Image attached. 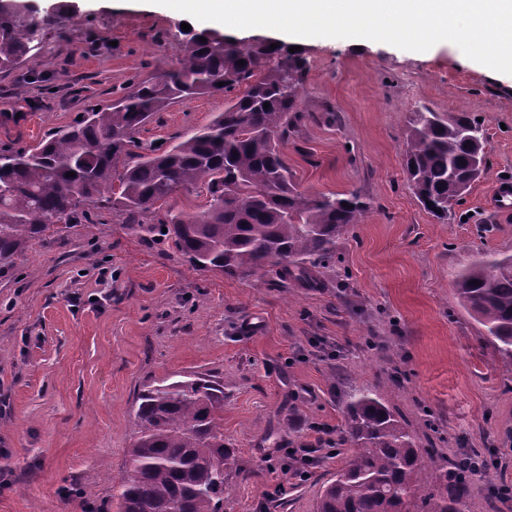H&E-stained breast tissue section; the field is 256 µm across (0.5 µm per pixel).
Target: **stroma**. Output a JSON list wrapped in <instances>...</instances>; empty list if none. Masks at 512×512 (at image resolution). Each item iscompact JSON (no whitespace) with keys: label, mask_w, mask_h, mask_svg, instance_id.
<instances>
[{"label":"stroma","mask_w":512,"mask_h":512,"mask_svg":"<svg viewBox=\"0 0 512 512\" xmlns=\"http://www.w3.org/2000/svg\"><path fill=\"white\" fill-rule=\"evenodd\" d=\"M46 29L35 62L0 73V148L31 149L177 61L180 19L153 0H77ZM237 37L301 46L308 61L297 121L281 144L300 189L359 191L363 223L336 241L308 286L196 269L126 217L90 208L50 226L0 268V512H118L140 391L209 374L224 383V512H316L350 454L345 407L368 390L434 444L430 468L476 453L468 512H512V358L458 303L453 281L484 254L512 255V216L485 204L512 175V75L452 43L424 52L372 40ZM242 88L171 104L140 131L172 145ZM465 113L486 129L487 171L441 224L411 193L402 147L412 111ZM205 183L141 216L196 215ZM315 449L307 477L286 462Z\"/></svg>","instance_id":"35a3bbf8"}]
</instances>
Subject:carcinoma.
Returning a JSON list of instances; mask_svg holds the SVG:
<instances>
[{"label": "carcinoma", "instance_id": "1", "mask_svg": "<svg viewBox=\"0 0 512 512\" xmlns=\"http://www.w3.org/2000/svg\"><path fill=\"white\" fill-rule=\"evenodd\" d=\"M71 15L66 0L42 17L27 0H0V71L36 59L45 29ZM179 34L177 66L162 77L137 81L31 150L0 151V264L50 225L70 223L85 207L110 205L142 239L172 242L201 270L250 277L272 267L281 278L310 283L332 258L336 239L362 221L369 200L357 192L299 189L280 152L291 113L299 111L303 53L215 31ZM242 85L245 92L224 112L173 146L159 151L139 141L141 128L169 105ZM484 142L474 117L426 106L412 112L407 181L439 223L454 213L448 203L469 190L472 166L484 172ZM70 171L75 176H66ZM200 181L211 197L203 215L136 222ZM454 289L499 352L512 358V257L475 261ZM223 410L224 385L207 377L146 386L119 512H223L224 472L232 460ZM346 413L345 438L354 451L324 487L317 512H466L469 474L453 460L445 469L426 468L422 455L437 449L420 447L400 413L366 391L350 396Z\"/></svg>", "mask_w": 512, "mask_h": 512}]
</instances>
